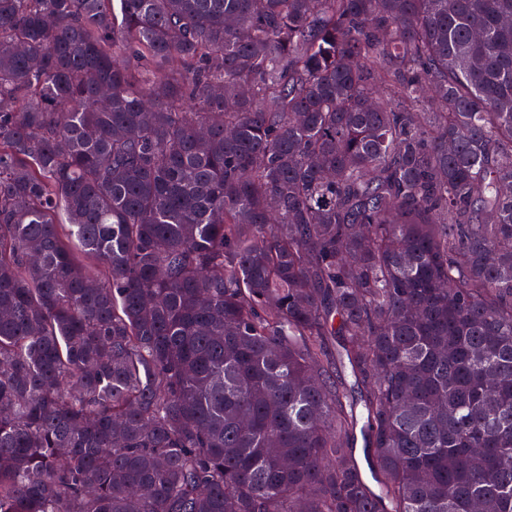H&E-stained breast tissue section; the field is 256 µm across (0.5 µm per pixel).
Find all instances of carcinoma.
Segmentation results:
<instances>
[{
	"instance_id": "1",
	"label": "carcinoma",
	"mask_w": 512,
	"mask_h": 512,
	"mask_svg": "<svg viewBox=\"0 0 512 512\" xmlns=\"http://www.w3.org/2000/svg\"><path fill=\"white\" fill-rule=\"evenodd\" d=\"M478 499L512 0H0V512Z\"/></svg>"
}]
</instances>
